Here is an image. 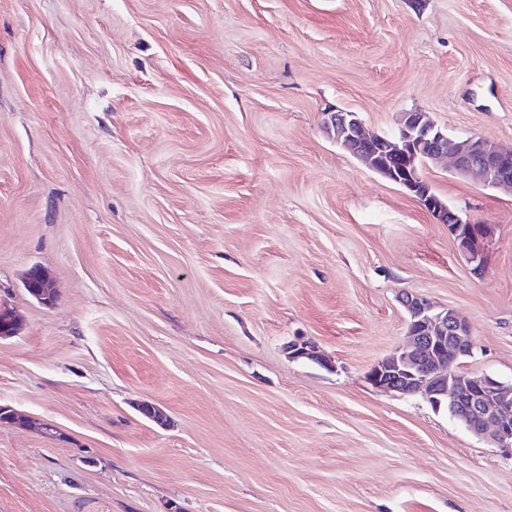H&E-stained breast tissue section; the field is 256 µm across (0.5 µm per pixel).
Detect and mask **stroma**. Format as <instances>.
<instances>
[{
	"mask_svg": "<svg viewBox=\"0 0 512 512\" xmlns=\"http://www.w3.org/2000/svg\"><path fill=\"white\" fill-rule=\"evenodd\" d=\"M336 108L512 148V0H0V512H512L511 457L367 381L406 292L512 381V192L422 168L475 268ZM26 284L29 286L33 284L36 289L34 291V296L41 301L43 304L52 305L54 301L55 294L50 288L48 281L43 277L42 271L38 267L32 268L25 278Z\"/></svg>",
	"mask_w": 512,
	"mask_h": 512,
	"instance_id": "stroma-1",
	"label": "stroma"
}]
</instances>
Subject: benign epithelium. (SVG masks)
I'll return each instance as SVG.
<instances>
[{
    "instance_id": "7a95c632",
    "label": "benign epithelium",
    "mask_w": 512,
    "mask_h": 512,
    "mask_svg": "<svg viewBox=\"0 0 512 512\" xmlns=\"http://www.w3.org/2000/svg\"><path fill=\"white\" fill-rule=\"evenodd\" d=\"M324 126L366 168L418 193L437 223L448 225L468 261L480 258L487 226L462 217L431 193L420 167L450 155L458 174L512 190V151H500L477 135L452 142L417 111L401 118L395 137L366 132L356 113L342 109L327 112ZM25 282L36 287L34 296L41 303L53 304L55 294L40 268H32ZM401 303L409 317L407 340L371 368L370 383L387 392L420 394L437 408L446 402L453 417L464 419L473 434L512 455V385L458 369L457 361L473 354L474 343L468 326L452 310L412 293L403 294Z\"/></svg>"
}]
</instances>
